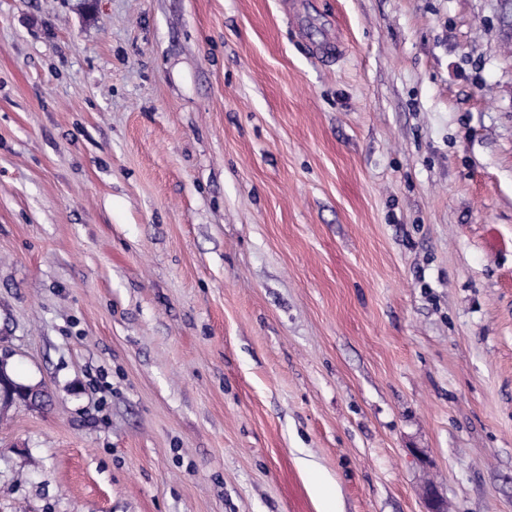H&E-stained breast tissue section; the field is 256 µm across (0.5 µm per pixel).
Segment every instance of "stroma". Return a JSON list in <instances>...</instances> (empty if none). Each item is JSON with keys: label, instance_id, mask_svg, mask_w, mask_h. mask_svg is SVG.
Segmentation results:
<instances>
[{"label": "stroma", "instance_id": "stroma-1", "mask_svg": "<svg viewBox=\"0 0 512 512\" xmlns=\"http://www.w3.org/2000/svg\"><path fill=\"white\" fill-rule=\"evenodd\" d=\"M1 353L0 512H512V0H0Z\"/></svg>", "mask_w": 512, "mask_h": 512}]
</instances>
